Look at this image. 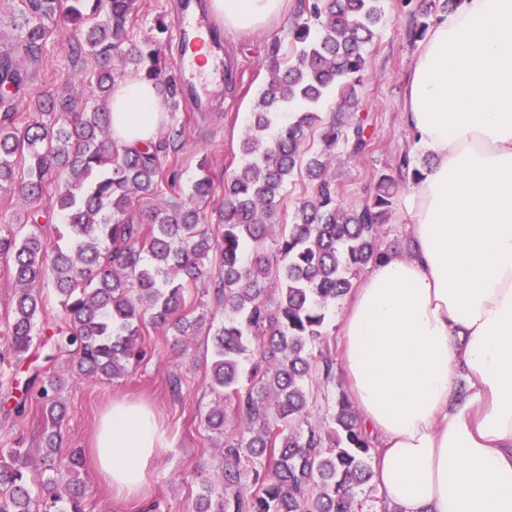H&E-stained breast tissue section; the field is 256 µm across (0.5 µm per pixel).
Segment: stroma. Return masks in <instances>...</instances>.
Segmentation results:
<instances>
[{
    "label": "stroma",
    "instance_id": "stroma-1",
    "mask_svg": "<svg viewBox=\"0 0 512 512\" xmlns=\"http://www.w3.org/2000/svg\"><path fill=\"white\" fill-rule=\"evenodd\" d=\"M182 2L138 0L130 41L151 39L156 18L173 20L180 14ZM382 6V22L366 49L367 73L356 87L358 113L366 118L372 149L366 156L345 157L335 164L340 197L348 205L370 197L376 174L394 173L396 156L411 147L401 112L405 80L418 49L407 36L412 16L401 0H383ZM299 14L295 5L271 31L229 34L221 57L236 66V85L227 88L210 81L199 89L208 102L207 109H199L192 102L181 105L174 120L183 124L184 135L163 161L165 178L154 195L137 206L136 217L182 202L203 171L199 163L204 160L214 191L203 210L212 236H222L224 227L218 222V211L224 203V183L239 163V139L266 77V47L272 38L287 40ZM49 30L40 60L30 67L32 78L27 90L16 100L21 126L33 119L37 100L68 96L74 79L91 75L95 68L91 58L75 56L70 42L72 25L64 16L51 21ZM142 348L143 358L127 377L92 383L77 379L66 382L63 389L67 410L63 447L89 454L97 420L115 398L151 405L166 431V445L151 466L141 497H126L111 490L93 465L85 464L82 477L90 489L86 512H194L202 481L215 477L218 442L206 430L204 417L224 399L210 387V335L200 331L186 345L172 333L149 327L142 333ZM68 360L64 353L57 354L55 360H45L41 346L36 345L27 365L0 363V382L8 386L12 396L23 398L30 392L29 368L62 376Z\"/></svg>",
    "mask_w": 512,
    "mask_h": 512
}]
</instances>
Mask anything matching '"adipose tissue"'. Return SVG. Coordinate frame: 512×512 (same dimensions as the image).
<instances>
[{
  "label": "adipose tissue",
  "instance_id": "obj_1",
  "mask_svg": "<svg viewBox=\"0 0 512 512\" xmlns=\"http://www.w3.org/2000/svg\"><path fill=\"white\" fill-rule=\"evenodd\" d=\"M288 0H212L233 32H258ZM112 138L141 147L167 115L157 87L112 92ZM402 121L430 158L401 197L411 254L377 261L341 321L342 371L381 447L373 482L397 512H512V0L438 13L406 78ZM469 396L457 403L459 381ZM164 433L114 401L98 473L139 495Z\"/></svg>",
  "mask_w": 512,
  "mask_h": 512
}]
</instances>
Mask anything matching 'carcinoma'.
Returning a JSON list of instances; mask_svg holds the SVG:
<instances>
[{"mask_svg":"<svg viewBox=\"0 0 512 512\" xmlns=\"http://www.w3.org/2000/svg\"><path fill=\"white\" fill-rule=\"evenodd\" d=\"M461 0H431L414 17L409 34L422 40L429 18L455 9ZM137 0H19L12 51L0 55V184L15 182L17 158H28L27 179L17 202L27 207L34 230L24 237L0 233V257L11 261L15 288L13 323L7 337L12 362L28 359L42 301L34 289L52 277L66 316L55 345L70 355L81 379H117L142 355L138 339L145 324L188 338L203 318L183 314L185 289L199 282L214 288L224 322L212 334V389L224 393L234 416L246 425L229 433L224 407L212 408L205 425L223 445L218 484L201 483L195 512H359L357 491L371 483L378 444L361 428V415L346 395L335 399L327 426L312 422L314 394L336 378V359L314 354L331 308L345 299L360 270L401 252L384 242L395 210L398 185L378 175L371 198L357 206L341 202L331 168L338 155L362 156L371 149L365 120L355 108V85L367 69L365 49L382 20L381 0H300L290 29V51L272 38L269 74L244 130L241 164L224 186L218 223L222 239L206 228L201 208L213 192L209 176L192 184L186 201L135 220L134 202L153 195L163 178L161 155L175 147L183 129L143 148L112 139L109 101L125 73L113 71L123 56L130 73L156 82L160 95L177 107L179 82L169 74L162 35L123 49L136 16ZM66 13L74 27L75 54L92 56L97 68V104L80 109L84 80L64 100L40 101L50 117L18 130L13 100L30 75L20 61L35 62L48 36L47 22ZM348 96L347 111L323 121L330 93ZM320 127L321 149L307 153V134ZM429 164L402 153L397 169L413 178ZM304 169L305 197L287 224L275 223L288 179ZM49 195L44 208L30 202ZM54 245L46 227L53 218ZM274 249H267V240ZM34 400L44 426L40 436V485L34 492L26 448L0 451V512H84L89 487L81 477L79 453H63L66 417L58 375L34 376Z\"/></svg>","mask_w":512,"mask_h":512,"instance_id":"1","label":"carcinoma"}]
</instances>
